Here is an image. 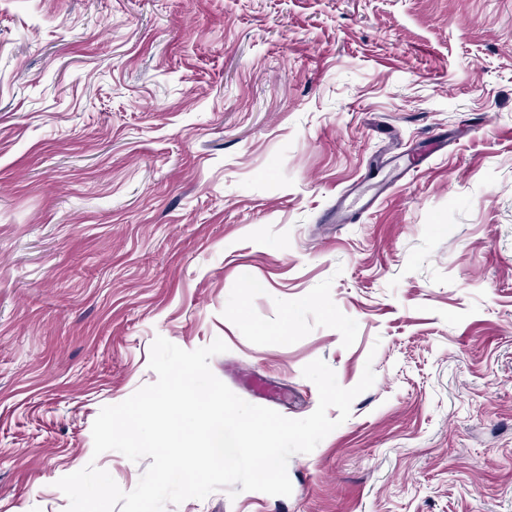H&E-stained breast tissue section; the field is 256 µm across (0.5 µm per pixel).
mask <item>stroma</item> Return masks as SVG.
<instances>
[{"mask_svg":"<svg viewBox=\"0 0 512 512\" xmlns=\"http://www.w3.org/2000/svg\"><path fill=\"white\" fill-rule=\"evenodd\" d=\"M159 336L291 419L375 374L290 496L166 512H512V0H0V512L137 485Z\"/></svg>","mask_w":512,"mask_h":512,"instance_id":"obj_1","label":"stroma"}]
</instances>
